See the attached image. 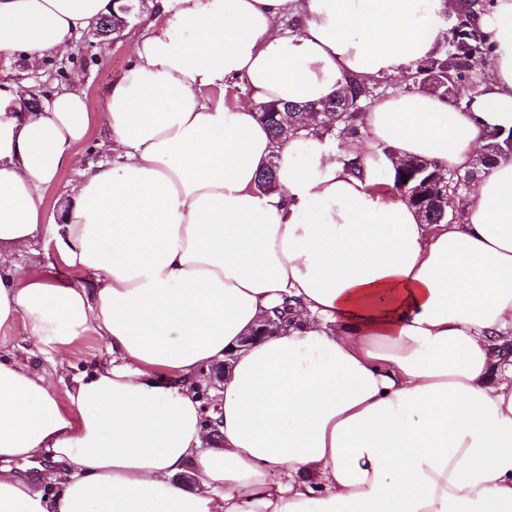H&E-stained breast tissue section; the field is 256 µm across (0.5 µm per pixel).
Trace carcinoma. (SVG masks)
Segmentation results:
<instances>
[{
    "label": "carcinoma",
    "instance_id": "cac0c4a2",
    "mask_svg": "<svg viewBox=\"0 0 512 512\" xmlns=\"http://www.w3.org/2000/svg\"><path fill=\"white\" fill-rule=\"evenodd\" d=\"M146 0H123L131 7V12L112 13V34L119 36L128 25L125 20L140 17ZM491 0H461L451 26L444 39L437 44L432 55L415 64L407 73L403 90L410 92H428L451 100L456 105L466 104L473 95L479 93L483 78L474 69V60L487 54L491 46L486 35L475 23L477 14L489 5ZM391 85L382 80H363L348 78L343 91L326 101L309 104L269 103L259 106L262 120L268 126L272 139L279 144L286 141L282 137L284 130L300 133L306 128L302 116L306 112L322 111L324 133L338 142L360 135L356 125L357 114L374 98L386 94ZM487 146L491 148L490 163L512 154V138L501 137L494 133L489 137ZM392 191L407 203L421 209L415 193L424 189L432 178L436 167L424 160L407 159L400 165L392 166ZM469 173H448V195L432 203L424 211L425 223L441 224L455 220L468 205L462 182ZM258 185L262 188H274L276 182V164L271 160L258 173Z\"/></svg>",
    "mask_w": 512,
    "mask_h": 512
}]
</instances>
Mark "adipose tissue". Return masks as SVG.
I'll return each instance as SVG.
<instances>
[{"label":"adipose tissue","mask_w":512,"mask_h":512,"mask_svg":"<svg viewBox=\"0 0 512 512\" xmlns=\"http://www.w3.org/2000/svg\"><path fill=\"white\" fill-rule=\"evenodd\" d=\"M112 7L0 0V55L66 53ZM453 9L155 0L103 92L112 158L59 222L45 191L88 137L84 95L32 112L28 84L0 83V328L23 321L50 360L91 334L110 356L62 401L0 351V512H512V156L444 224L377 180L394 157L467 170L512 132V0L476 18L492 51L470 104L387 93L341 149L316 124L274 144L257 110L400 74ZM238 77L248 96L225 104ZM45 229L83 281L19 264ZM228 353L214 435L197 380ZM41 456L55 472L22 475Z\"/></svg>","instance_id":"adipose-tissue-1"}]
</instances>
